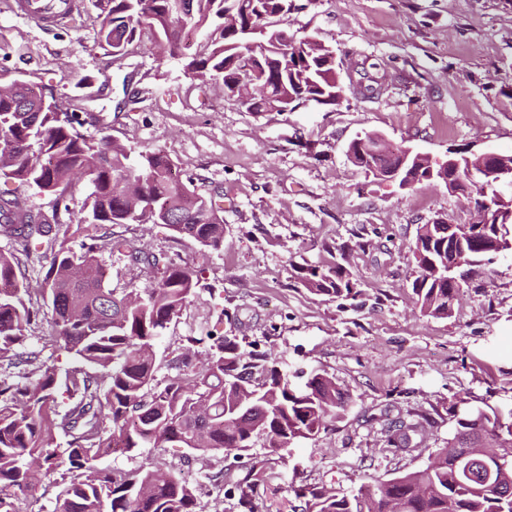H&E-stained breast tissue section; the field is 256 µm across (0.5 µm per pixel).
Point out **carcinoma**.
Returning a JSON list of instances; mask_svg holds the SVG:
<instances>
[{
    "label": "carcinoma",
    "mask_w": 512,
    "mask_h": 512,
    "mask_svg": "<svg viewBox=\"0 0 512 512\" xmlns=\"http://www.w3.org/2000/svg\"><path fill=\"white\" fill-rule=\"evenodd\" d=\"M191 16L176 17L175 0H94L99 42L122 58L143 31L165 45L170 58L185 56L188 36L204 42L189 57L188 71L224 87L239 77L265 86L244 103L251 112H286L309 102L336 105L346 90L336 77V54L312 37L294 39L298 54L281 49L288 29L280 22L289 0H190ZM64 121L44 105L30 83L0 93V179L17 183L0 196V237L29 247L50 244L52 255L40 288L53 314L55 341L83 363L63 370L26 349L23 325L38 310L12 251L0 250V362L31 365V381L0 377V512H18L15 501L36 497L43 482L60 473L62 489L53 512H196V488L178 473L149 465L106 470L99 459L115 452L175 444L189 457L221 452L240 455L262 439L270 452L309 438L341 418L351 403L335 380L315 374L297 393L277 362L246 337H191L204 353L188 351L178 375L156 383V340L189 303L199 279L190 267L160 264L112 233L116 224H164L199 251L224 246L221 201L172 174L161 150L132 156L114 140L106 145L79 130L77 113ZM366 133L348 146L350 161L370 173ZM86 175L89 193L80 223L88 231L79 250L57 242L61 212L70 211L73 189ZM35 188L51 198V210L21 206L19 193ZM495 224L472 238L457 237L455 224H422L413 245L415 306L427 317L452 316L460 289L437 268L454 256L481 266L499 255ZM126 255L133 265L156 269L153 282L119 292L105 284L99 253ZM309 292L336 299L357 294L352 274L331 262L295 266ZM454 431L421 468L348 491H302L307 512H512V411L503 421L492 406L452 410ZM502 440L498 454L468 468L467 449L480 438ZM264 462L225 488L224 470L205 480L236 496L240 512H257Z\"/></svg>",
    "instance_id": "1"
}]
</instances>
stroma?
Masks as SVG:
<instances>
[{
    "instance_id": "1",
    "label": "stroma",
    "mask_w": 512,
    "mask_h": 512,
    "mask_svg": "<svg viewBox=\"0 0 512 512\" xmlns=\"http://www.w3.org/2000/svg\"><path fill=\"white\" fill-rule=\"evenodd\" d=\"M83 0L67 27L18 15L0 0V71L21 73L67 112L92 115L83 133L133 151L159 149L182 180L224 197V247L199 254L163 224L114 225L134 246L202 270V285L156 348L158 383L176 376L173 356L211 329L246 337L268 352L293 387L302 373L335 379L352 403L332 426L293 439L285 456L263 442L233 459L186 460L177 447L110 455L100 467L142 464L175 469L197 483L198 512H236L233 497L202 482L204 473L242 478L266 460L258 512H305L301 488L348 489L425 465L452 433L460 399L512 411V255L483 265L462 285L453 315L420 314L412 298L419 225L471 218L466 196L445 184L400 189L355 167L349 143L384 135L446 162L452 146L512 155V0H311L288 14L289 33L322 40L336 53L342 84L377 80L370 98L292 112L248 111L222 83L189 76L161 57L144 33L119 60L101 48ZM110 288H141L151 273L102 251ZM334 261L349 270L356 299L310 293L294 265ZM39 310L24 334L28 349L75 360L53 340L52 312ZM418 424L409 450L388 442L391 422Z\"/></svg>"
}]
</instances>
